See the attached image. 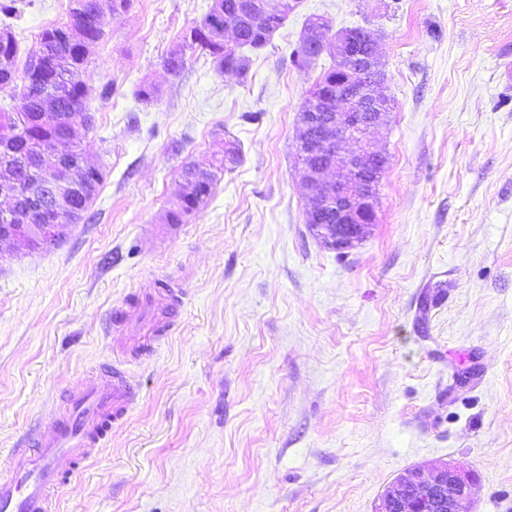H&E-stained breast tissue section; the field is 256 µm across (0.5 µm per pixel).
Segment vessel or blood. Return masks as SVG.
<instances>
[{
	"mask_svg": "<svg viewBox=\"0 0 512 512\" xmlns=\"http://www.w3.org/2000/svg\"><path fill=\"white\" fill-rule=\"evenodd\" d=\"M181 292L158 289L140 317L149 333L132 341L134 353H147L170 327ZM140 390L133 376L115 363L103 364L83 387L64 399L67 411L39 420L18 447L9 449L6 473H0V512H53V497L108 442L114 424L122 422Z\"/></svg>",
	"mask_w": 512,
	"mask_h": 512,
	"instance_id": "obj_1",
	"label": "vessel or blood"
}]
</instances>
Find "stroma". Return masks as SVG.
I'll return each mask as SVG.
<instances>
[{"label":"stroma","instance_id":"obj_1","mask_svg":"<svg viewBox=\"0 0 512 512\" xmlns=\"http://www.w3.org/2000/svg\"><path fill=\"white\" fill-rule=\"evenodd\" d=\"M23 2L0 15L21 68L68 11ZM211 3L107 17L81 72L98 194L59 247L0 244V462L122 357L138 325L115 328L113 306L167 283L178 326L127 361L140 400L58 512H374L440 460L474 475V512H512V0H301L244 79L182 46ZM313 17L376 30L392 101L376 224L344 255L310 231L299 178V110L334 64L292 60ZM230 147L235 168L164 223L182 167Z\"/></svg>","mask_w":512,"mask_h":512}]
</instances>
